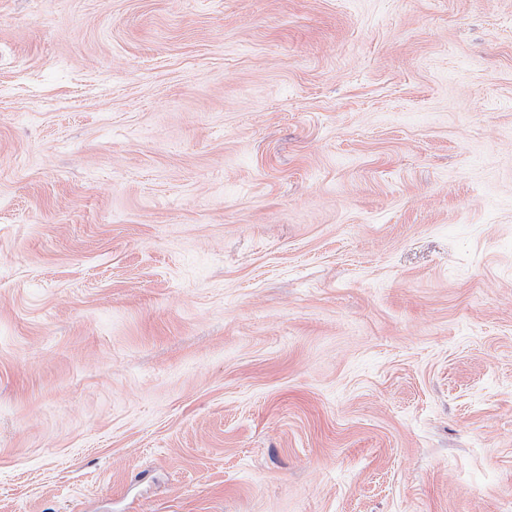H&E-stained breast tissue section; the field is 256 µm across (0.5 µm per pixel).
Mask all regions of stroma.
<instances>
[{
	"mask_svg": "<svg viewBox=\"0 0 512 512\" xmlns=\"http://www.w3.org/2000/svg\"><path fill=\"white\" fill-rule=\"evenodd\" d=\"M0 512H512V0H0Z\"/></svg>",
	"mask_w": 512,
	"mask_h": 512,
	"instance_id": "obj_1",
	"label": "stroma"
}]
</instances>
